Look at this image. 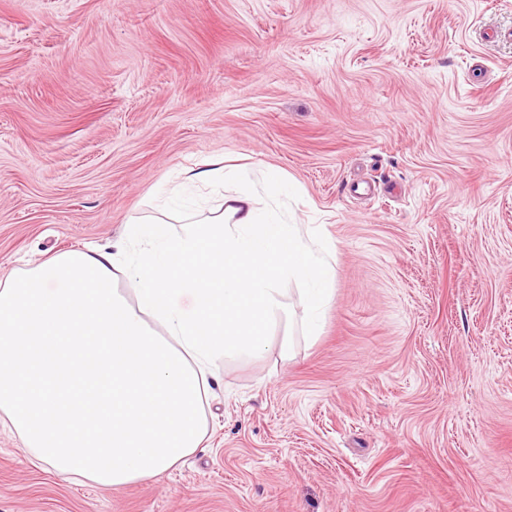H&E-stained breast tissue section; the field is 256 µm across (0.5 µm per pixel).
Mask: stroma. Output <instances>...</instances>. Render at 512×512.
Returning <instances> with one entry per match:
<instances>
[{
    "label": "stroma",
    "instance_id": "35a3bbf8",
    "mask_svg": "<svg viewBox=\"0 0 512 512\" xmlns=\"http://www.w3.org/2000/svg\"><path fill=\"white\" fill-rule=\"evenodd\" d=\"M334 255L220 359L185 464L120 487L0 426V512H512V0H0V279L123 238L211 157ZM290 184L285 176L274 168H268L264 174L262 189L264 193L275 200L280 199L281 195H288Z\"/></svg>",
    "mask_w": 512,
    "mask_h": 512
}]
</instances>
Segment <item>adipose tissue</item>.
I'll use <instances>...</instances> for the list:
<instances>
[{
  "mask_svg": "<svg viewBox=\"0 0 512 512\" xmlns=\"http://www.w3.org/2000/svg\"><path fill=\"white\" fill-rule=\"evenodd\" d=\"M229 176L222 210L187 215L182 233L141 218L124 240L0 280V423L36 464L102 486L153 478L199 448L216 360L277 349L281 283L297 285L315 335L332 300L328 249L259 206L288 194L280 171L259 187L218 160L184 171L189 185Z\"/></svg>",
  "mask_w": 512,
  "mask_h": 512,
  "instance_id": "adipose-tissue-1",
  "label": "adipose tissue"
}]
</instances>
